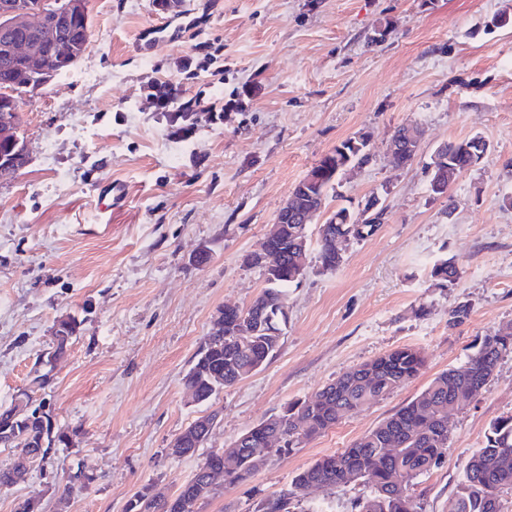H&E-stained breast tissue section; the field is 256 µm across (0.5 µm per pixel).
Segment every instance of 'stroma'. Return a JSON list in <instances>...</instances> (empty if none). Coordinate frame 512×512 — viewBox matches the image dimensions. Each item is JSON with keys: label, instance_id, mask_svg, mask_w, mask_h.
<instances>
[{"label": "stroma", "instance_id": "35a3bbf8", "mask_svg": "<svg viewBox=\"0 0 512 512\" xmlns=\"http://www.w3.org/2000/svg\"><path fill=\"white\" fill-rule=\"evenodd\" d=\"M159 2L87 0L84 55L19 99L27 163L0 179V407L28 386L57 320L75 318L78 331L42 394L67 439L0 489V512L29 498L38 512H123L147 484L174 494L211 451L289 402L383 353L421 351L426 366L412 383L202 506L258 512L296 472L347 447L436 373L464 366L481 337L512 322V208L503 204L512 196V25H491L512 0H190L197 26L143 56L135 44L163 16ZM201 42L219 48L223 82L176 73L175 61ZM152 76L225 103L223 120L171 137L140 92ZM246 86L254 96L233 106ZM406 124L425 138L417 158L396 168L388 144ZM359 134L371 159L328 189L326 209L375 196L386 223L341 243L336 270L310 262L284 300L280 347L260 370L189 403L182 378L218 309L248 306L266 286L247 255L260 251L294 186ZM475 134L488 141L486 155L449 196L433 194L425 165L434 150ZM105 180L120 183L124 198L103 214ZM443 256L461 268L445 287L429 276ZM460 302L470 315L450 325ZM213 412L202 448L167 455L189 423ZM511 413L507 354L473 401L449 414L444 462L419 480L423 512H448L490 422ZM77 468L91 481L68 487ZM370 491L362 481L320 488L309 503L351 512Z\"/></svg>", "mask_w": 512, "mask_h": 512}]
</instances>
